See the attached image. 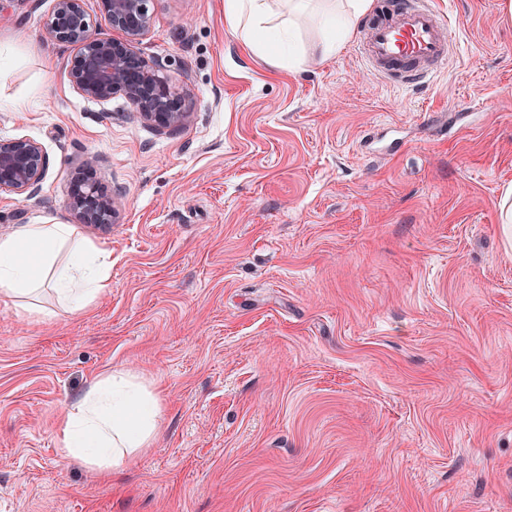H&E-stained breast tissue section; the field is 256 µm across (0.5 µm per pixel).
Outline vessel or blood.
Listing matches in <instances>:
<instances>
[{"label": "vessel or blood", "mask_w": 512, "mask_h": 512, "mask_svg": "<svg viewBox=\"0 0 512 512\" xmlns=\"http://www.w3.org/2000/svg\"><path fill=\"white\" fill-rule=\"evenodd\" d=\"M364 29L371 70L391 82L422 83L451 52L447 29L428 0H385Z\"/></svg>", "instance_id": "1"}]
</instances>
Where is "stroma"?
<instances>
[{"instance_id": "1", "label": "stroma", "mask_w": 512, "mask_h": 512, "mask_svg": "<svg viewBox=\"0 0 512 512\" xmlns=\"http://www.w3.org/2000/svg\"><path fill=\"white\" fill-rule=\"evenodd\" d=\"M432 0L454 54L424 84L376 76L355 24L275 67L224 0H153L138 50L191 93L160 131L85 99L52 0H0V140L39 142L34 195L0 235L69 224L83 161L121 188L80 225L112 286L41 320L0 300V512H512V24ZM124 369L160 429L121 473L65 457L59 420Z\"/></svg>"}]
</instances>
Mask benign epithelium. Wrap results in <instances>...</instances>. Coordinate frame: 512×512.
I'll return each instance as SVG.
<instances>
[{
	"label": "benign epithelium",
	"instance_id": "7a95c632",
	"mask_svg": "<svg viewBox=\"0 0 512 512\" xmlns=\"http://www.w3.org/2000/svg\"><path fill=\"white\" fill-rule=\"evenodd\" d=\"M151 0H99L101 13L119 38L94 32L84 0H53L43 33L51 42L76 49L70 81L97 102L122 96L131 111L162 131L183 128L191 115L190 93L176 86L162 68L136 51L153 23ZM48 160L42 146L28 139L0 141V194L32 192L43 179ZM70 206L77 224H112L119 217L121 193L108 190L92 176L70 187Z\"/></svg>",
	"mask_w": 512,
	"mask_h": 512
}]
</instances>
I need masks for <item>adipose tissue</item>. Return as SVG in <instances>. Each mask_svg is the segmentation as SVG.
Masks as SVG:
<instances>
[{"label": "adipose tissue", "instance_id": "adipose-tissue-1", "mask_svg": "<svg viewBox=\"0 0 512 512\" xmlns=\"http://www.w3.org/2000/svg\"><path fill=\"white\" fill-rule=\"evenodd\" d=\"M288 0V25L270 21L268 0H225L224 17L244 40L280 65L281 50L309 14L324 26V55L340 49L369 0ZM112 255L89 243L72 224H23L0 236V298L11 300L28 316L39 312L34 298L44 283L66 309L89 307L111 286ZM159 398L151 382L124 370L106 373L60 420L65 456L101 471L121 469L157 433Z\"/></svg>", "mask_w": 512, "mask_h": 512}]
</instances>
